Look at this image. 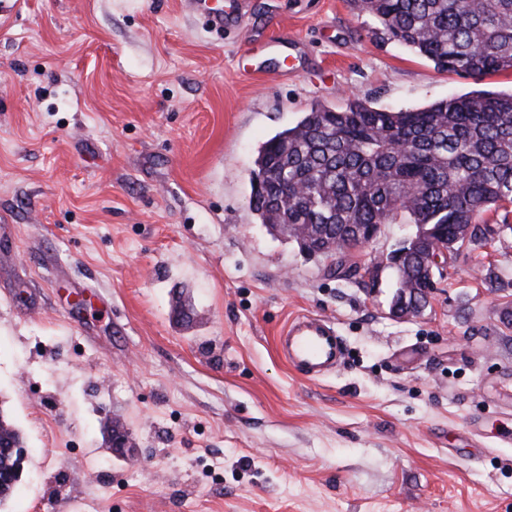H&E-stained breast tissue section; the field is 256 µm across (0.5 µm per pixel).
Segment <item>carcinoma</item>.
Returning a JSON list of instances; mask_svg holds the SVG:
<instances>
[{
  "label": "carcinoma",
  "instance_id": "1",
  "mask_svg": "<svg viewBox=\"0 0 512 512\" xmlns=\"http://www.w3.org/2000/svg\"><path fill=\"white\" fill-rule=\"evenodd\" d=\"M394 40L444 72L512 71V0H353ZM249 207L268 230L307 229L311 246L345 254L357 224H434L448 243L512 204V92L475 90L387 110L356 98L303 113L259 148ZM297 186L304 197L293 195ZM22 443L0 414V441Z\"/></svg>",
  "mask_w": 512,
  "mask_h": 512
}]
</instances>
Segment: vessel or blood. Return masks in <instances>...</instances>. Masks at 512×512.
<instances>
[{
	"instance_id": "1",
	"label": "vessel or blood",
	"mask_w": 512,
	"mask_h": 512,
	"mask_svg": "<svg viewBox=\"0 0 512 512\" xmlns=\"http://www.w3.org/2000/svg\"><path fill=\"white\" fill-rule=\"evenodd\" d=\"M278 347L292 369L312 379L335 369L345 351L334 324L313 314H300L289 320L278 338Z\"/></svg>"
}]
</instances>
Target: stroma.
Listing matches in <instances>:
<instances>
[{"label": "stroma", "instance_id": "obj_1", "mask_svg": "<svg viewBox=\"0 0 512 512\" xmlns=\"http://www.w3.org/2000/svg\"><path fill=\"white\" fill-rule=\"evenodd\" d=\"M375 26L352 0H0V410L27 450L0 512H512V205L403 318L414 225L348 255L355 282L248 207L312 106L512 89ZM302 313L345 342L319 379L277 349ZM123 427L124 425L119 421H115L112 423L110 432L112 434L111 447L113 455L118 457L133 456L135 442L133 438L130 436V434L124 435ZM112 428L115 430L114 436L112 433Z\"/></svg>", "mask_w": 512, "mask_h": 512}]
</instances>
